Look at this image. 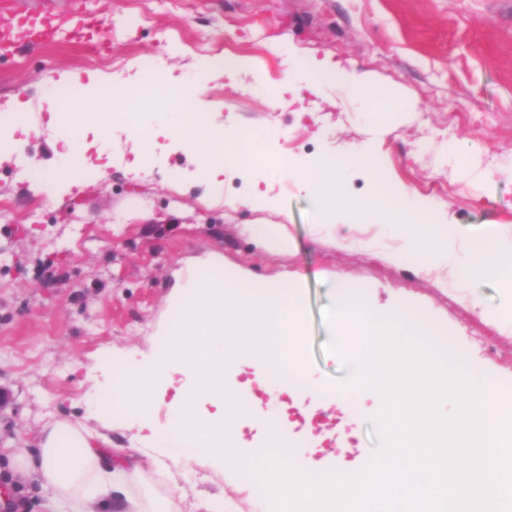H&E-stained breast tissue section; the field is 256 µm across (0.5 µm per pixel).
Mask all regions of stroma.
<instances>
[{"label":"stroma","instance_id":"stroma-1","mask_svg":"<svg viewBox=\"0 0 512 512\" xmlns=\"http://www.w3.org/2000/svg\"><path fill=\"white\" fill-rule=\"evenodd\" d=\"M76 0H13V15L50 13L67 32L57 46L10 58L0 67V132L13 124L2 107L16 101L32 128L16 134L15 155L0 161V449L33 447L54 418L101 429L106 448L138 442L122 423L101 428L114 413L101 390L94 359L119 365L131 351L150 355L171 292L175 268L206 272L211 254L229 270L259 281L291 277L302 284L301 365L341 389L356 376L348 338L322 310L334 305L340 281L357 284L374 316L410 307L444 334L430 352L446 367L476 362L492 380L512 383V286L497 277L468 288L450 264L428 268L400 261L405 238L380 224H352L344 214L324 223L304 166L329 154L371 151L383 176L351 165L345 188L366 197L382 184L401 185L466 236L498 225L512 246V0H86L100 19H118L107 52L89 48L70 21ZM281 41L300 53L339 60L408 95L407 111H358L337 92L299 90L288 109L263 104L259 76L280 81L284 65L269 46ZM184 51L170 56L171 42ZM248 55L261 74L215 78L205 97L216 127L270 130L248 172L225 173L221 195L191 176L194 157L178 136L159 137L142 169L130 168L133 136L113 121L103 146L105 175L81 186L49 190L44 178L59 163L48 129L47 95L63 75L120 76L134 66L163 63L176 78L198 54ZM288 170L270 178V159ZM495 182L482 185L486 172ZM269 190L277 209L256 207ZM265 219L285 225L292 251L265 249L248 233ZM310 422L293 431L298 447L323 437L311 458L323 471L340 460L360 463L381 443L371 419L350 427L335 400L307 402ZM343 458H336L338 447ZM163 482L184 490L187 504L207 497L252 512L261 483L238 490L206 466L171 468Z\"/></svg>","mask_w":512,"mask_h":512}]
</instances>
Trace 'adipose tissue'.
Listing matches in <instances>:
<instances>
[{"instance_id": "1", "label": "adipose tissue", "mask_w": 512, "mask_h": 512, "mask_svg": "<svg viewBox=\"0 0 512 512\" xmlns=\"http://www.w3.org/2000/svg\"><path fill=\"white\" fill-rule=\"evenodd\" d=\"M285 66L281 88L266 96L268 105L287 106L291 85L301 84L318 93L333 87L356 98L363 111L408 110L411 102L381 87L369 74L347 69L340 63L301 55L281 43H273ZM346 165L341 157L327 155L311 161L304 170L310 189L325 213L349 212L364 224H382L410 232L406 257L424 267L450 260L454 232L450 225L435 222L428 203L404 187L390 186L356 199L344 188ZM454 275L462 283L496 276L512 282V259L496 225L468 238L465 256L453 261ZM98 436L65 420L45 423L36 447L12 448L6 454L13 481L36 483L44 497L45 512H178L180 494L170 488L156 495L147 490L143 465L130 455L98 447Z\"/></svg>"}]
</instances>
